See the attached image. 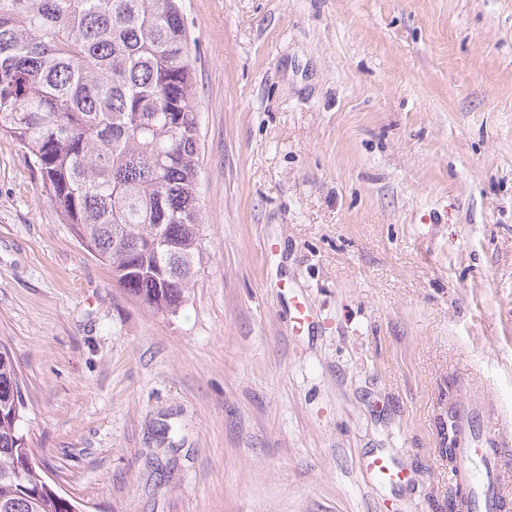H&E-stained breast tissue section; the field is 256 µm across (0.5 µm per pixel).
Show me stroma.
Masks as SVG:
<instances>
[{
	"instance_id": "1",
	"label": "stroma",
	"mask_w": 512,
	"mask_h": 512,
	"mask_svg": "<svg viewBox=\"0 0 512 512\" xmlns=\"http://www.w3.org/2000/svg\"><path fill=\"white\" fill-rule=\"evenodd\" d=\"M181 4L207 260L176 316L0 137L37 460L85 512H456L464 415L512 434V0ZM374 451L411 483H370Z\"/></svg>"
}]
</instances>
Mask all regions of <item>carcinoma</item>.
Listing matches in <instances>:
<instances>
[{"label":"carcinoma","mask_w":512,"mask_h":512,"mask_svg":"<svg viewBox=\"0 0 512 512\" xmlns=\"http://www.w3.org/2000/svg\"><path fill=\"white\" fill-rule=\"evenodd\" d=\"M195 97L179 0H0V136L80 245L163 317L204 259ZM26 425L0 343V512H82L45 479Z\"/></svg>","instance_id":"cac0c4a2"}]
</instances>
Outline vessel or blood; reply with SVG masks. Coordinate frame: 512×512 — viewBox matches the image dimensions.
I'll return each mask as SVG.
<instances>
[{
    "instance_id": "1",
    "label": "vessel or blood",
    "mask_w": 512,
    "mask_h": 512,
    "mask_svg": "<svg viewBox=\"0 0 512 512\" xmlns=\"http://www.w3.org/2000/svg\"><path fill=\"white\" fill-rule=\"evenodd\" d=\"M503 437L489 436L486 433L472 434L467 446L458 448L455 464L449 469L453 484L466 488L469 496L466 503L460 504L458 512H501L503 501L502 487L512 479L499 464V450L506 447ZM483 460V470H476L475 460ZM363 468L375 479L389 486L402 484L406 480L403 470L395 466L389 456L372 454L364 458Z\"/></svg>"
}]
</instances>
